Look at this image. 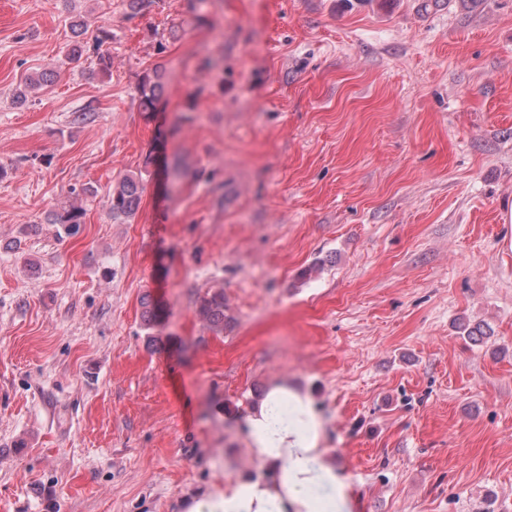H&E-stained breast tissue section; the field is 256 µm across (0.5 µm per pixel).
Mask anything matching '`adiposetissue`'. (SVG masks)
<instances>
[{
  "mask_svg": "<svg viewBox=\"0 0 512 512\" xmlns=\"http://www.w3.org/2000/svg\"><path fill=\"white\" fill-rule=\"evenodd\" d=\"M325 417L294 380L271 381L243 428L261 469L184 498L183 512H354V498L322 446Z\"/></svg>",
  "mask_w": 512,
  "mask_h": 512,
  "instance_id": "obj_1",
  "label": "adipose tissue"
}]
</instances>
